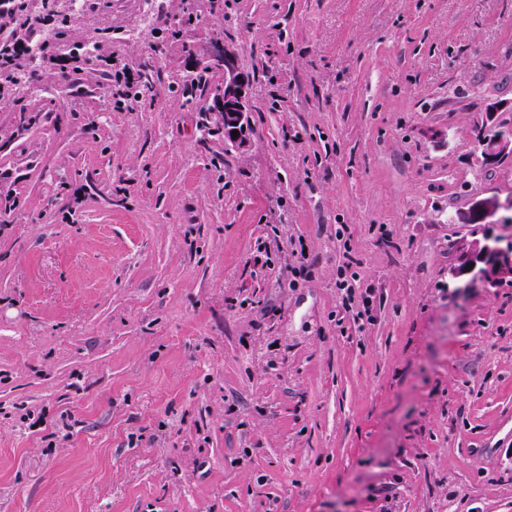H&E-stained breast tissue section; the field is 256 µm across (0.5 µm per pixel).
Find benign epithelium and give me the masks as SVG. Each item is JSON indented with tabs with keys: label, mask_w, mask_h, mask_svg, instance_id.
<instances>
[{
	"label": "benign epithelium",
	"mask_w": 512,
	"mask_h": 512,
	"mask_svg": "<svg viewBox=\"0 0 512 512\" xmlns=\"http://www.w3.org/2000/svg\"><path fill=\"white\" fill-rule=\"evenodd\" d=\"M212 59L224 69V88L214 105L222 113L225 145L240 150L249 143L247 132L250 127L251 108L246 98L249 76L238 63L237 56L225 47H220ZM508 110L498 100L485 102V119L479 126L481 166L496 168L512 160V132L496 133L497 115ZM239 135L232 136L233 131ZM459 224H486L487 230L482 238L465 241L458 255V263L450 268L455 278L468 281H495L512 277V237L503 236L494 231L499 224L512 223V197L501 201L498 197H473L468 207L457 212Z\"/></svg>",
	"instance_id": "obj_1"
}]
</instances>
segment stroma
I'll return each instance as SVG.
<instances>
[{
  "label": "stroma",
  "instance_id": "1",
  "mask_svg": "<svg viewBox=\"0 0 512 512\" xmlns=\"http://www.w3.org/2000/svg\"><path fill=\"white\" fill-rule=\"evenodd\" d=\"M159 2L88 0L0 94V512H512V278L448 276L483 232L449 214L512 197L476 143L512 0H220L177 38ZM212 59L224 69V88L214 105L215 110L222 112L224 143L240 150L249 143L247 132L250 127L251 108L246 98L249 76L240 68L237 56L225 46L218 48ZM234 130L239 132L236 139L232 136Z\"/></svg>",
  "mask_w": 512,
  "mask_h": 512
}]
</instances>
